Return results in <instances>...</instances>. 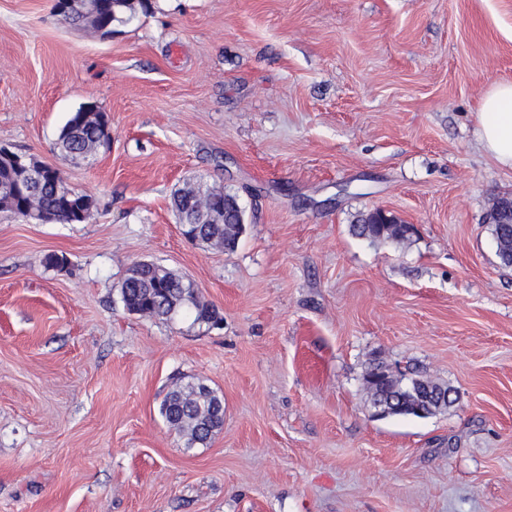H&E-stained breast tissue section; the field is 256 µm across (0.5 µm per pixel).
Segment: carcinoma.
<instances>
[{"label":"carcinoma","instance_id":"cac0c4a2","mask_svg":"<svg viewBox=\"0 0 512 512\" xmlns=\"http://www.w3.org/2000/svg\"><path fill=\"white\" fill-rule=\"evenodd\" d=\"M148 0H138L131 5L129 0H84L80 12L69 18L75 24L86 22V28L97 34L107 25L127 23L132 13L147 9ZM101 109L92 114L80 110L72 113L65 122L70 135L57 139L60 153L72 161H90L99 150ZM172 206L178 217L181 233L197 243L219 242L224 250L232 251L240 239V213L236 196L224 189L197 182L174 191ZM0 209L30 221L35 216L51 214L56 221L81 224L92 216L93 199L86 193L69 189L61 172H56L52 181L38 184L31 192L20 194L11 203ZM492 235L497 244V253L503 267H512V223H491ZM357 237L373 241L404 242L411 233L403 224H392L381 230L371 223V214L362 216L352 225ZM120 293L126 309L132 313L159 320L174 321L191 318L195 323L208 324L219 317V312L201 302L196 295L193 282L162 266L149 267L135 279L127 278ZM403 384H420L434 392H452L443 383L421 375L402 378ZM201 381L191 379L168 391L161 403V414L166 422L182 438L184 447L204 446L212 435L221 430L224 412L220 410L222 397L213 389L204 391Z\"/></svg>","mask_w":512,"mask_h":512}]
</instances>
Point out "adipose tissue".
<instances>
[{"label":"adipose tissue","mask_w":512,"mask_h":512,"mask_svg":"<svg viewBox=\"0 0 512 512\" xmlns=\"http://www.w3.org/2000/svg\"><path fill=\"white\" fill-rule=\"evenodd\" d=\"M479 140L500 165L512 169V83L494 84L477 111Z\"/></svg>","instance_id":"1"}]
</instances>
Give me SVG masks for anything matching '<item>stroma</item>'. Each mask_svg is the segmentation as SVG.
Returning <instances> with one entry per match:
<instances>
[{"instance_id": "35a3bbf8", "label": "stroma", "mask_w": 512, "mask_h": 512, "mask_svg": "<svg viewBox=\"0 0 512 512\" xmlns=\"http://www.w3.org/2000/svg\"><path fill=\"white\" fill-rule=\"evenodd\" d=\"M149 3L102 39L0 0V146L96 200L82 224L0 211V512H512V268L487 220L512 169L476 123L512 82V0ZM87 103L112 129L89 164L55 146ZM195 180L242 204L235 251L181 235ZM377 208L412 240L355 236ZM143 261L221 328L128 312ZM375 362L454 403L374 417ZM187 376L224 397L203 448L159 411Z\"/></svg>"}]
</instances>
